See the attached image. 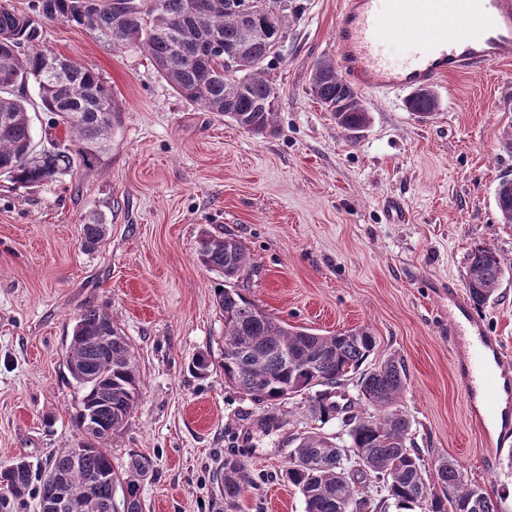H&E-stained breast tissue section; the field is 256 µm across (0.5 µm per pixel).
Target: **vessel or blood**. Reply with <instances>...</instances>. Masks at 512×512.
Here are the masks:
<instances>
[{"label": "vessel or blood", "mask_w": 512, "mask_h": 512, "mask_svg": "<svg viewBox=\"0 0 512 512\" xmlns=\"http://www.w3.org/2000/svg\"><path fill=\"white\" fill-rule=\"evenodd\" d=\"M419 20L437 35L412 42L404 61L390 53L386 31L395 22ZM336 60L344 78L359 90L389 94L478 73L512 60V0H344L334 34ZM454 368L480 432L490 425L512 430V367L503 361L498 337L467 306L448 324Z\"/></svg>", "instance_id": "vessel-or-blood-1"}]
</instances>
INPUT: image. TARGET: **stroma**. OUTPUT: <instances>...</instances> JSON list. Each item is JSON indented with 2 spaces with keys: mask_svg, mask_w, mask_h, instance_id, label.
<instances>
[{
  "mask_svg": "<svg viewBox=\"0 0 512 512\" xmlns=\"http://www.w3.org/2000/svg\"><path fill=\"white\" fill-rule=\"evenodd\" d=\"M295 3L280 54L264 62L280 109L262 135L180 97L140 49L45 25L48 48L99 72L124 117L92 174L26 189L0 177V464L40 465L82 441L65 349L78 313L98 306L136 353L142 396L107 446L117 466L152 458L145 512H218L212 475L228 458L258 484L241 512H304L281 470L310 424L306 398L272 410L226 385L222 279L196 259L209 230L246 246L247 294L268 312L323 334L364 326L370 363L403 357L400 408L426 463L448 457L512 503V455L484 464L448 342V284L463 283L469 252L486 245L512 265V224L494 201L512 174L500 145L512 63L436 86L440 107L425 122L406 94H364L371 123L351 139L309 94L315 61L336 56L340 0ZM98 214L107 233L89 249L82 227ZM479 315L512 365V273ZM206 350L212 366L198 379L187 364Z\"/></svg>",
  "mask_w": 512,
  "mask_h": 512,
  "instance_id": "35a3bbf8",
  "label": "stroma"
}]
</instances>
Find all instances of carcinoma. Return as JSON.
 I'll return each instance as SVG.
<instances>
[{
  "label": "carcinoma",
  "mask_w": 512,
  "mask_h": 512,
  "mask_svg": "<svg viewBox=\"0 0 512 512\" xmlns=\"http://www.w3.org/2000/svg\"><path fill=\"white\" fill-rule=\"evenodd\" d=\"M226 0H36L32 13L0 3V175L18 187L52 184L75 168L93 171L110 148L121 109L98 72L51 53L43 43V23L85 27L114 49L146 52L158 74L183 99L233 120L247 132L262 134L275 124L279 92L267 79L264 61L286 40L292 0H266L253 14L256 36L232 73L224 70V49L242 39ZM38 91L49 128L59 126L69 143L53 139L37 149L28 111V88ZM310 93L332 112L336 125L353 135L371 120L361 96L336 68L316 61ZM495 204L512 224V187L499 181ZM107 227L97 218L83 225L84 244L94 248ZM197 260L224 277L215 302L224 318V344L236 353L224 359V379L238 394L267 407L307 395V412L316 425L294 435L282 472L304 501V512H365L372 506L395 512H500L487 490L472 484L457 465L442 458L427 470L410 438V419L398 408L407 383L401 358L389 357L363 368L376 341L367 327L320 334L296 327L267 312L241 284L252 271L251 258L238 239L205 231ZM503 276L499 254L478 246L468 255L466 287L480 308L497 296ZM135 352L104 309L90 306L75 318L66 364L81 390L77 428L80 449L51 455L44 467L19 458L0 465V512H15L28 496L38 512H67L60 495L79 512H143L141 488L154 471L151 457L133 454L124 467L112 464L105 448L128 424L141 394ZM211 355L199 352L189 363L198 379L207 377ZM356 380L358 398L344 404L338 390ZM337 420L329 434L323 425ZM222 506L237 512L243 491L254 487L239 462L224 460L213 474ZM366 483L382 497L376 504L361 496Z\"/></svg>",
  "instance_id": "obj_1"
}]
</instances>
